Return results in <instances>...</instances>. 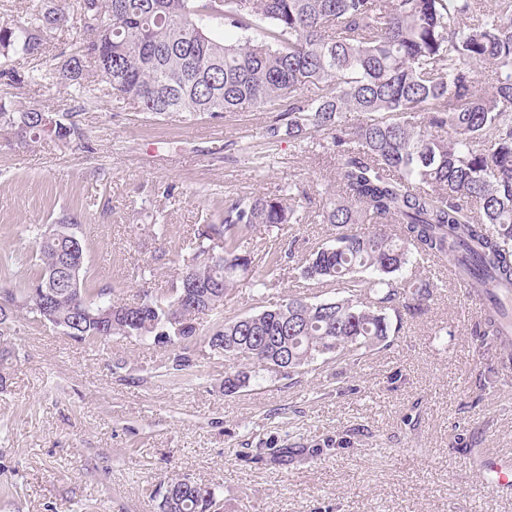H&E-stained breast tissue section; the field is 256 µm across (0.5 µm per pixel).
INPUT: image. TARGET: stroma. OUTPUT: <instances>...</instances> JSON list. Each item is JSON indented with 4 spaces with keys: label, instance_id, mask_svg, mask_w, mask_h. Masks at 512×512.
Here are the masks:
<instances>
[{
    "label": "stroma",
    "instance_id": "1",
    "mask_svg": "<svg viewBox=\"0 0 512 512\" xmlns=\"http://www.w3.org/2000/svg\"><path fill=\"white\" fill-rule=\"evenodd\" d=\"M0 98L52 113L71 105L54 84H7ZM271 112L212 117L116 106L98 91L78 120L89 149L17 140L0 129V261L34 265L35 224L77 217L96 287L163 297L181 255L225 196L296 183L336 187V160L288 140L267 143ZM168 226L159 236L156 223ZM328 224L258 226L255 252L329 242ZM425 312L392 319L385 347L337 370L309 366L299 384L261 372L228 396V363L197 343L187 372L152 340L95 347L19 312L0 390V512H159L169 480L214 489L220 512H512V488L487 487L479 454L512 456V362L479 345L482 313L453 277ZM349 294L288 267L265 294L244 282L217 316L254 314L291 295ZM296 449L293 458L280 456Z\"/></svg>",
    "mask_w": 512,
    "mask_h": 512
}]
</instances>
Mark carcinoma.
I'll return each mask as SVG.
<instances>
[{
	"instance_id": "1",
	"label": "carcinoma",
	"mask_w": 512,
	"mask_h": 512,
	"mask_svg": "<svg viewBox=\"0 0 512 512\" xmlns=\"http://www.w3.org/2000/svg\"><path fill=\"white\" fill-rule=\"evenodd\" d=\"M89 4L109 27L52 57L45 44L69 14L50 0L0 23V80L20 78L11 62L35 60L27 81L65 83L75 102L61 122L0 99V128L89 148L73 114L98 90L86 82L90 71L116 104L133 102L142 112L272 110L278 117L265 135L273 143L327 135L321 148L336 156L341 195L325 191L318 217L336 227V236L310 250L294 238L257 258L249 249L257 225L305 223L308 193L290 183L272 196H226L218 223L203 225L187 246L172 283L177 293L141 303L116 288L90 287L81 239L50 238L47 227L32 226L39 270L19 265L7 273L13 309L0 319L1 389L21 309L52 328L56 319L70 322L88 345L177 334L172 352L182 370L189 345L200 338L239 363L224 372V382L239 391L270 370L269 348L250 337L276 341L290 380L320 359L355 362L390 336L389 313L424 311L438 287L434 267H476L487 301L483 339L495 341L500 321L512 322V303L499 305L495 294L512 291V0H75L76 12ZM217 24L224 25L222 37ZM483 68L491 70L484 81ZM350 112L363 119L348 124ZM485 141L490 148L483 151ZM214 235L222 252L198 262ZM290 262L307 281L359 292L315 303L290 296L256 314L217 320L200 334L196 315L219 309L240 279L251 274L253 286L271 290ZM35 284L45 292L41 304L32 297ZM109 307L117 312L96 317ZM213 508L214 491L188 477L169 481L159 503V512Z\"/></svg>"
}]
</instances>
